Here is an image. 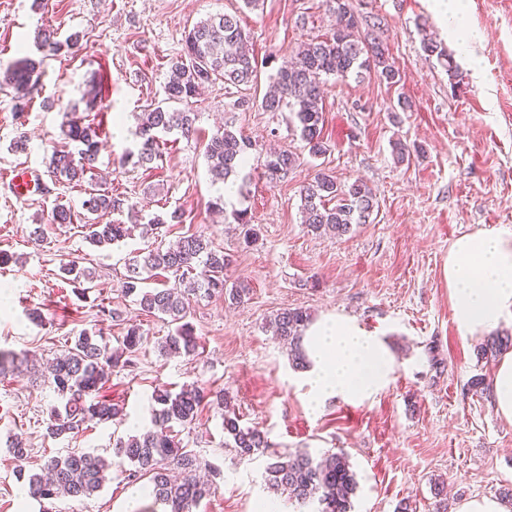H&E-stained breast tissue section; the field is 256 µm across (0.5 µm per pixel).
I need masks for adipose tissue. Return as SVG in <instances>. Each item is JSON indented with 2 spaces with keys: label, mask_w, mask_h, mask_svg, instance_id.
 Here are the masks:
<instances>
[{
  "label": "adipose tissue",
  "mask_w": 512,
  "mask_h": 512,
  "mask_svg": "<svg viewBox=\"0 0 512 512\" xmlns=\"http://www.w3.org/2000/svg\"><path fill=\"white\" fill-rule=\"evenodd\" d=\"M443 276L462 336L482 335L512 320V228L458 237L448 251ZM304 347L302 385L313 409L334 398L368 400L388 385L394 371L385 341L342 315L311 324Z\"/></svg>",
  "instance_id": "obj_1"
}]
</instances>
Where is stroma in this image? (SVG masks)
Returning <instances> with one entry per match:
<instances>
[{
	"mask_svg": "<svg viewBox=\"0 0 512 512\" xmlns=\"http://www.w3.org/2000/svg\"><path fill=\"white\" fill-rule=\"evenodd\" d=\"M464 2L465 29L482 35L469 46L442 29L436 0H350L360 30L374 29L402 80L389 86L366 73L328 80L325 155L309 156L288 113L263 111L255 100L240 104L237 91L219 81L193 104L197 140L178 139L162 167L144 170L124 156L135 146L138 114L164 97L165 61L180 50L187 29L211 14H238L262 63L263 90L301 40L333 25L321 0H260L251 10L242 0H0L1 68L34 54L38 29L84 35L77 55L48 60L23 117H16L10 93L0 90V250L16 257L0 267V351L43 361L83 329L103 330L113 348L130 324L145 333L134 365L114 371L102 391L123 405L122 419L89 424L63 440L46 434L53 391L25 370L0 375V512H121L136 487L119 467L90 497L44 502L20 498L17 471L39 472L67 448L112 457L114 436L151 428L155 388L192 382L223 390L241 424L265 433L270 453H348L358 482L352 512H397L404 500L413 512H434L440 486L448 512H459L473 496L495 498L512 486V424L495 414L489 390L471 387L474 377L492 379L497 364L477 360L478 337L460 335L442 274L456 238L512 227V0ZM426 33L447 48L460 83L424 52ZM94 76L106 89L99 110L109 132L98 167L107 187L145 215L182 207L183 223L163 227V242L209 236L231 259L228 282L250 288L239 306L217 296L193 301L187 320L201 342L197 356L163 355L160 344L172 325L122 291L125 257L151 246V239L136 233L98 248L80 225L49 221L56 200L77 207L84 197L82 187L52 183L46 156L63 147L65 111ZM222 121L253 143L237 181L256 232L249 244L210 208L216 189L203 149ZM397 141L410 150L401 162L392 152ZM283 147L298 153L299 165L267 182L261 176L266 153ZM20 168L39 174L51 193L15 195L7 175ZM320 170L337 183L359 180L372 188L369 223L339 238L309 231L300 188ZM36 226L43 241L30 236ZM71 261L96 276L85 298L59 275ZM33 308L43 324L29 320ZM286 308L317 319L344 315L383 338L395 359L388 386L362 403L332 399L311 411L288 347L270 326ZM107 310L112 318H104ZM222 422L220 410L208 405L180 434L221 472L215 493L194 512H262L268 501L278 512H303L268 489L270 453L239 457L224 444ZM15 437L30 450L21 466L7 451Z\"/></svg>",
	"mask_w": 512,
	"mask_h": 512,
	"instance_id": "1",
	"label": "stroma"
}]
</instances>
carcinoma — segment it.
Listing matches in <instances>:
<instances>
[{"mask_svg": "<svg viewBox=\"0 0 512 512\" xmlns=\"http://www.w3.org/2000/svg\"><path fill=\"white\" fill-rule=\"evenodd\" d=\"M326 11L335 16L331 32L301 42L295 49V61L281 67L269 76L268 90L260 107L266 112L288 110L294 127L305 143L308 153L318 157L327 147L322 132L325 123L323 103L324 85L329 78L342 81L352 74L364 71L388 85L401 81L399 68L389 57L384 46L372 34L359 32L349 0H322ZM248 36L236 14H215L202 19L185 32L182 49L166 62L164 98L151 103L139 116L136 131L138 141L126 158L135 165L152 169L163 161L160 148L162 137L177 133L188 139L195 134L196 113L190 104L202 89L220 79L224 87L239 91L249 90L258 82V63L244 49ZM82 37L75 32L61 40L55 30H42L36 37L35 56H25L8 66L0 74V89L12 90L14 110L25 112L45 74L47 59L62 50L74 52L81 47ZM425 52L443 60L450 76L458 71L447 49L429 37L423 38ZM67 141L63 149L52 150L47 161L50 176L79 185H90L82 201L85 239L96 247L120 242L135 228L148 237L165 224H181L184 211L180 207L155 214L143 224L102 222L100 218L124 211L135 213L134 204L120 194H114L92 185L86 176L94 174L101 150L103 129L93 119H71L61 128ZM249 140L224 124L206 141L204 156L213 184L224 183L237 174L248 161ZM298 157L287 149L267 153L264 175L274 180L286 176L297 164ZM303 223L313 233L334 236L347 234L354 224H367L375 208V196L365 183L355 181L347 187L337 184L336 178L318 172L313 180L300 190ZM225 218L241 226L243 239L250 243L256 233L248 210L234 209ZM78 214L60 200L56 201L50 216L52 224H74ZM229 258L216 248L209 237L192 233L175 243L158 244L126 258L122 289L125 295L138 297L142 311L159 318H168L175 325L174 332L165 338L161 350L167 354L193 356L199 343L185 319L191 297L224 296L234 304L244 302L250 288L243 283L227 284L224 269ZM61 278L76 284L75 292L85 296L84 285L93 281L91 271L75 263L60 267ZM166 273L173 277L163 288L146 289L143 284L151 277ZM311 320L310 313L300 308L286 309L274 317L279 336L288 343L295 366H303L302 338ZM144 332L140 325L127 328L122 345L113 349L101 331L83 329L75 336L73 346L62 355L46 363L41 376L44 384L53 390L58 404L51 408L47 421V435L53 439L76 434L90 423L114 421L123 415V406L97 396L117 368L129 367L132 357L142 345ZM512 348V336L491 334L476 348L479 360H494ZM211 397L224 410V433L232 440V448L242 457L269 447L264 433L256 426L243 427L236 413L225 408L224 391L207 393L196 385L184 386L174 392L168 387L157 388L152 395L153 428L113 443L125 479L130 483L148 480L154 499L170 512H193L200 501L215 492L211 480L197 478L196 472L206 469L210 476L219 475L211 463L200 459L186 448L174 434V427L187 428L195 423L199 409ZM111 467L103 457L90 452L71 450L64 455L48 458L41 472L28 476L27 495L36 500L59 497H89L98 491L108 477ZM265 481L276 492L285 494L303 506L315 505L314 512H352V497L356 494L357 479L348 455L340 450L326 459L318 460L310 452L296 455H277L266 467Z\"/></svg>", "mask_w": 512, "mask_h": 512, "instance_id": "carcinoma-1", "label": "carcinoma"}]
</instances>
